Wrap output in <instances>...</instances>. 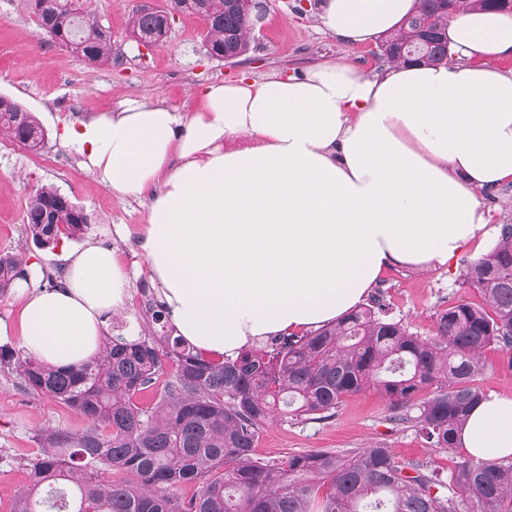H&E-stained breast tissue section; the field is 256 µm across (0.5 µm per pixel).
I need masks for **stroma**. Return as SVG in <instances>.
<instances>
[{"mask_svg":"<svg viewBox=\"0 0 512 512\" xmlns=\"http://www.w3.org/2000/svg\"><path fill=\"white\" fill-rule=\"evenodd\" d=\"M263 22L256 28L248 53L237 63L208 58L203 24L179 15L163 43L140 52L128 18L133 0H81L112 32V62L100 66L49 41L35 13L23 0H0V57L10 59L0 69V96L33 112L47 138L38 151L0 139V253L30 243L29 256L41 269L57 275L60 263L51 248L32 245L26 208L35 190L50 185L89 217V229L70 240L73 248L102 242L114 248L130 275L131 299L123 319L135 322L142 312V286L160 296L138 247L147 223L149 197L120 199L100 185L81 158L61 140L64 123L118 108L130 100H161L183 112L200 104L205 86L241 75L264 78L300 73L318 62H374L365 47H351L327 33L320 20V0H265ZM468 246L448 265L417 269L392 265L379 275L371 295L380 297L394 317L404 319L419 335H431L436 315L449 303H476L480 293L464 283L467 264L481 257ZM86 420L74 409L25 390L19 375L0 371V512H11L17 490L27 483L25 463L46 429L77 432ZM382 444L402 460L431 461L441 471L451 469L464 449L444 452L429 447L415 427L392 421L376 392L347 397L334 418L301 421L277 415L259 434L255 454L262 459L327 449L348 453Z\"/></svg>","mask_w":512,"mask_h":512,"instance_id":"35a3bbf8","label":"stroma"}]
</instances>
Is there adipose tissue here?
<instances>
[{
  "mask_svg": "<svg viewBox=\"0 0 512 512\" xmlns=\"http://www.w3.org/2000/svg\"><path fill=\"white\" fill-rule=\"evenodd\" d=\"M417 0H324V28L351 46L395 29ZM454 59L365 72L321 62L304 75L207 85L198 110L133 101L60 134L119 198L149 196L140 247L168 317L199 349L235 356L277 333L335 323L386 266H442L490 220L475 191L512 179V15L448 23ZM61 286L19 283V332L41 362L99 352L130 297L98 243L60 256ZM474 458L512 455V396L491 395L461 433Z\"/></svg>",
  "mask_w": 512,
  "mask_h": 512,
  "instance_id": "ef3b65f1",
  "label": "adipose tissue"
}]
</instances>
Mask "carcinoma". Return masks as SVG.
Returning a JSON list of instances; mask_svg holds the SVG:
<instances>
[{
	"instance_id": "carcinoma-1",
	"label": "carcinoma",
	"mask_w": 512,
	"mask_h": 512,
	"mask_svg": "<svg viewBox=\"0 0 512 512\" xmlns=\"http://www.w3.org/2000/svg\"><path fill=\"white\" fill-rule=\"evenodd\" d=\"M51 41L94 64L112 61L106 27L78 0H26ZM492 0H419L379 43L377 62L434 64L450 58L452 16ZM170 12L204 23L207 51L221 60L249 48L255 13L237 0H167L130 18L138 37L163 36ZM0 137L38 150L46 132L34 115L0 97ZM26 221L39 246L85 234L89 218L42 186ZM26 249L0 254V296L26 279ZM482 303L456 302L420 336L373 299L332 325L277 334L234 358L207 354L167 327L166 306L143 311L139 331L112 324L97 356L59 369L0 345V369L31 394L79 411L81 433L48 429L27 461L29 485L13 512H512V457L463 459L442 476L425 460L400 462L389 448L343 455L314 450L281 460L255 456L256 436L279 413L323 421L345 398L373 389L392 418L415 423L433 448L452 450L485 394L482 355L496 346L512 370V222L495 246L466 267ZM417 409L418 414L409 415ZM112 473L121 478L112 480ZM192 484L189 499L169 490Z\"/></svg>"
}]
</instances>
